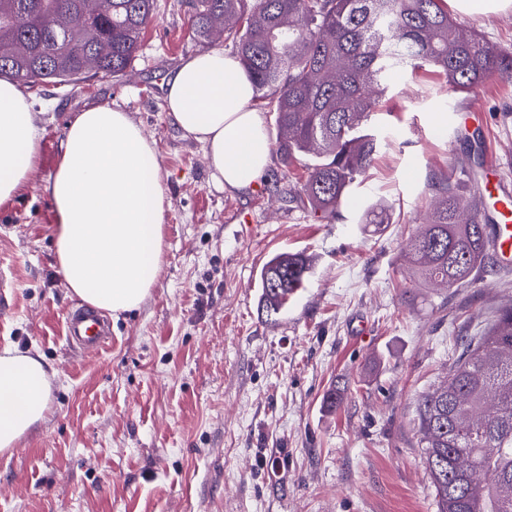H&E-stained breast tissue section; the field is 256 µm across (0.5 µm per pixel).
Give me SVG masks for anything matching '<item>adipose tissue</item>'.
Instances as JSON below:
<instances>
[{
    "label": "adipose tissue",
    "mask_w": 512,
    "mask_h": 512,
    "mask_svg": "<svg viewBox=\"0 0 512 512\" xmlns=\"http://www.w3.org/2000/svg\"><path fill=\"white\" fill-rule=\"evenodd\" d=\"M253 95L239 60L221 50L182 59L167 82V114L184 136L203 145L217 188L250 189L271 161L264 116L250 107ZM40 140L29 93L21 82L1 78L0 207L28 189ZM45 191L68 288L115 316L139 307L162 264L168 207L154 143L141 126L104 104L75 113ZM49 398L50 371L42 357L0 351V453L44 419Z\"/></svg>",
    "instance_id": "1"
}]
</instances>
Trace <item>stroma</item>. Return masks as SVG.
Masks as SVG:
<instances>
[{"mask_svg":"<svg viewBox=\"0 0 512 512\" xmlns=\"http://www.w3.org/2000/svg\"><path fill=\"white\" fill-rule=\"evenodd\" d=\"M512 45V10L454 13ZM188 0H155L126 74L30 89L41 129L38 171L0 208V350L41 355L50 409L0 455V512H437L421 448L418 397L455 347L512 306V269L488 255L473 280L404 285L405 248L445 174L463 198L468 173L496 162L512 186V84L462 97L421 72L398 74L374 118L386 146L327 223L275 195L217 189L202 144L164 107L179 62L206 51ZM481 102L484 120L459 115ZM108 104L154 142L170 202L165 262L150 296L112 322L98 356L72 351L67 288L44 190L75 112ZM388 224H364L368 204ZM313 261L287 310L267 319L258 274L274 254ZM337 390L342 402L328 408Z\"/></svg>","mask_w":512,"mask_h":512,"instance_id":"1","label":"stroma"}]
</instances>
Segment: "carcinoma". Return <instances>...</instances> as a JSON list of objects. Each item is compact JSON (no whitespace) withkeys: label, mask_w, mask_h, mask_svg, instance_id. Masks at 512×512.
I'll return each instance as SVG.
<instances>
[{"label":"carcinoma","mask_w":512,"mask_h":512,"mask_svg":"<svg viewBox=\"0 0 512 512\" xmlns=\"http://www.w3.org/2000/svg\"><path fill=\"white\" fill-rule=\"evenodd\" d=\"M85 0H0V77L26 84L76 83L94 71L125 74L150 22L154 0H109L88 22ZM54 16L68 26H50ZM200 41L222 32L233 42L255 99L276 112L272 149L288 165L304 162L296 187L273 174L274 190L327 221L384 144L370 121L391 76L426 71L455 93L512 83V47L490 44L457 24L446 0H192ZM436 202L408 243L415 283L452 288L481 265L487 225L443 175ZM368 206L363 224H387ZM299 253L273 255L260 273V306L288 307L311 273ZM418 447L438 512H512V308L453 358L444 383L417 400Z\"/></svg>","instance_id":"carcinoma-1"}]
</instances>
